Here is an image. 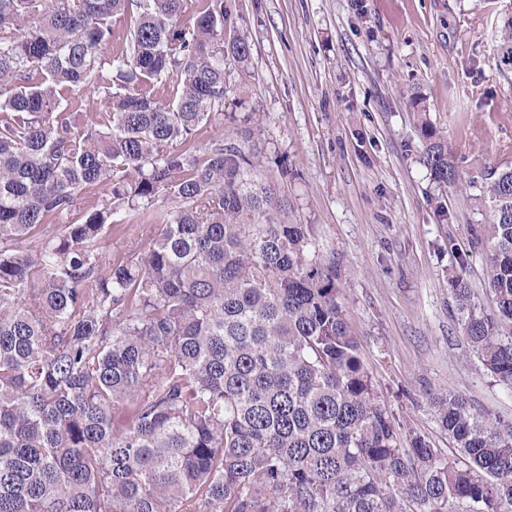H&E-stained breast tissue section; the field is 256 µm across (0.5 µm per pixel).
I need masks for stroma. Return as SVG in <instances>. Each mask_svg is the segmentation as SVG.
Instances as JSON below:
<instances>
[{
  "instance_id": "stroma-1",
  "label": "stroma",
  "mask_w": 512,
  "mask_h": 512,
  "mask_svg": "<svg viewBox=\"0 0 512 512\" xmlns=\"http://www.w3.org/2000/svg\"><path fill=\"white\" fill-rule=\"evenodd\" d=\"M249 34L247 66L228 65L225 112L251 116L264 143L257 174L276 184L289 219L316 230V252L335 266L346 324L373 376L401 447L420 435L456 450L433 400L463 395L512 423V390L485 370L462 336L448 277L453 255L480 304L485 255L471 249L482 220L455 189L439 188L417 157L411 93L448 136L459 165L512 166V69L499 31L512 0H234ZM442 197L445 222L431 200ZM105 257L144 253L142 226L119 224Z\"/></svg>"
}]
</instances>
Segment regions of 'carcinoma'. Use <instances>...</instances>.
Here are the masks:
<instances>
[{
  "label": "carcinoma",
  "mask_w": 512,
  "mask_h": 512,
  "mask_svg": "<svg viewBox=\"0 0 512 512\" xmlns=\"http://www.w3.org/2000/svg\"><path fill=\"white\" fill-rule=\"evenodd\" d=\"M250 50L226 0H0V512H512V425L448 394L457 458L399 447L313 225L254 150H199ZM498 51L512 68V16ZM102 64L107 111L78 127L64 102ZM415 127L432 182L486 215L494 309L466 253L448 283L512 389V166L463 176L423 107ZM134 217L148 250L106 262Z\"/></svg>",
  "instance_id": "cac0c4a2"
}]
</instances>
